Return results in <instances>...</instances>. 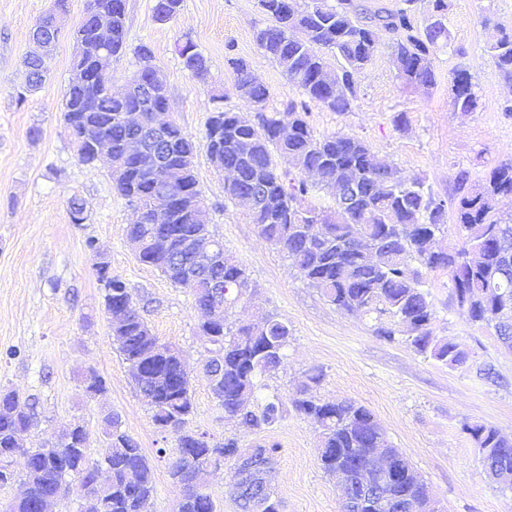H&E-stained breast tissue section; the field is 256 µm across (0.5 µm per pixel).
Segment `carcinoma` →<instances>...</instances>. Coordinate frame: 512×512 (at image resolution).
I'll use <instances>...</instances> for the list:
<instances>
[{
	"mask_svg": "<svg viewBox=\"0 0 512 512\" xmlns=\"http://www.w3.org/2000/svg\"><path fill=\"white\" fill-rule=\"evenodd\" d=\"M183 0H155L153 12L163 21L173 19ZM406 7L369 11L353 0H258L271 24L259 28V49L274 59L288 79L303 89L309 99L332 112H349L357 98L353 73L373 60L380 43L388 41L397 78L406 85L433 86V57L448 44V0H430L428 18L417 15L418 0H404ZM112 15V55L126 51V14L114 0H88L87 10ZM493 63L512 89V32L499 31L488 46ZM184 68L196 77L207 74L205 57L193 50L179 52ZM343 65L336 83L320 80L329 57ZM235 90L249 110L223 112L222 148L226 165L239 172L234 183H224V195L237 200L252 194L255 203L249 216L260 234L289 257L307 284L317 289L337 309L370 316L376 321L377 336H396L415 352L450 368L467 363L452 353L449 341L433 334L434 315L425 275L443 269L453 285L452 298L465 319L494 329L503 343L512 341V321H494L488 307L501 293L512 295V264L501 259L503 250L512 253V214H502L499 197L512 195V159L499 163L484 182L471 185L469 175H458L461 192L456 207V224L462 233L461 246L453 253L433 251L438 234L448 223V205L438 199L420 177H406L395 166L377 160L362 139L336 133L318 136L305 113L291 105L283 112L268 111L270 91L257 83L246 64L232 61ZM48 74L42 63L31 64L25 92L41 84ZM476 85L464 69L451 72L455 104L464 112L477 106ZM112 98L108 85L98 75L86 87L68 84L62 100L64 121L70 131L78 160L91 164V148L81 141L90 126L112 138V154L123 156L138 129L125 120L126 108ZM171 170L152 177L133 163L110 172L117 193L149 218L155 194L167 188L179 199L171 222L165 225L164 245L138 253L140 262L158 269L175 286L190 288L196 307L204 313L199 336L209 345L205 371L211 392L224 408V417L246 429L261 432L280 418L282 402L276 395L255 407L258 379L279 369L284 360L291 328L274 315L247 324L228 322V310L241 300L249 285L246 269L225 252L210 263L211 274L223 280V310L214 313L215 297L206 278L187 284L195 273L197 252L185 243L207 244L215 240L210 217L194 171L199 146L179 126L170 133ZM289 169L280 170L276 158ZM313 173L329 187L343 183L353 188L349 204L338 197L327 207H302L308 185L294 174ZM155 225L129 224L131 239L154 238ZM483 252L479 266L469 263L471 252ZM106 290L105 307L111 313L112 336L139 391L145 395L155 425L176 436L178 455L169 465L172 483L179 487L176 512H216L206 490L207 477L220 469L242 448L233 438L212 437L201 441L190 427L194 414L191 381L181 377L183 362L177 349L159 341L148 323L130 306L132 294L126 284L97 269ZM323 373L314 371L308 382L291 398L293 409L320 428L319 462L327 475L341 469L348 473L350 489L374 480L367 468L369 448H389L386 434L370 425L373 413L351 400L332 403L318 398L314 388ZM35 404L18 393H0V487L15 479L14 465L21 463L24 499L11 505V512H41L43 501L66 486L65 477L81 480L82 512H151L154 494L153 471L138 442L120 428L116 417H104L109 452L104 459L110 472L108 483L96 481L91 470L97 464L88 457V432L69 425L51 445L25 448L21 435L31 426ZM487 473L494 475L503 465L512 468V440L493 427H467ZM254 467L232 485L239 512H282V502L271 485L276 446L260 445ZM397 477L380 488L372 506L361 512H386L382 503L401 499L412 505L424 497L426 484L406 458L395 463ZM263 488L261 500L247 487Z\"/></svg>",
	"mask_w": 512,
	"mask_h": 512,
	"instance_id": "1",
	"label": "carcinoma"
}]
</instances>
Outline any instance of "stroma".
I'll return each mask as SVG.
<instances>
[{
  "label": "stroma",
  "instance_id": "35a3bbf8",
  "mask_svg": "<svg viewBox=\"0 0 512 512\" xmlns=\"http://www.w3.org/2000/svg\"><path fill=\"white\" fill-rule=\"evenodd\" d=\"M52 3L0 0V392L15 391L36 404L24 446H46L65 426L81 424L89 432L90 460L100 461L107 452L102 419L117 415L152 468V512L175 510L179 489L168 465L177 453L176 437L153 423L112 338L106 291L95 270L102 257L110 274L126 282L134 307L159 340L180 350L192 379V428L218 440L237 439L244 448L277 444L274 490L283 512H340L341 492L320 467L313 421L290 409L275 426L255 433L225 419L202 370L201 312L191 290L138 261L126 236L132 210L106 164L77 160L61 104L73 32L87 0H68L46 80L26 102L17 101L30 30ZM154 4L127 0L129 50L112 61V88L122 90L133 78L140 67L133 49L148 45L151 64L167 85L171 119L195 138L203 137L216 108L243 111L230 64L236 58L268 87L269 110L292 104L304 110L316 134L364 140L379 159L423 178L449 206L460 197V172L478 182L512 158V98L487 51L499 30H512V0H450V40L435 55L434 86L402 85L388 44H381L356 77L353 110L341 113L311 101L258 48L255 32L268 23L258 0H183L165 23L156 20ZM188 40L207 60L205 78L187 71L175 50ZM457 68L476 85L473 111L454 105L450 74ZM195 175L213 234L250 275L246 295L229 311L231 322L273 314L292 330L283 365L261 378L257 399L276 394L290 401L311 371H322L318 397L347 398L371 410L418 469L441 512H512V488L489 478L467 432L484 424L512 439V349L459 314L447 272H429L426 288L435 334L468 354L457 369L424 358L404 341L376 336L373 321L337 309L310 288L285 253L260 235L246 208L225 198L224 176L205 151L197 153ZM73 197L85 207L78 224L69 210ZM90 371L103 377L105 394L86 395L83 378Z\"/></svg>",
  "mask_w": 512,
  "mask_h": 512
}]
</instances>
